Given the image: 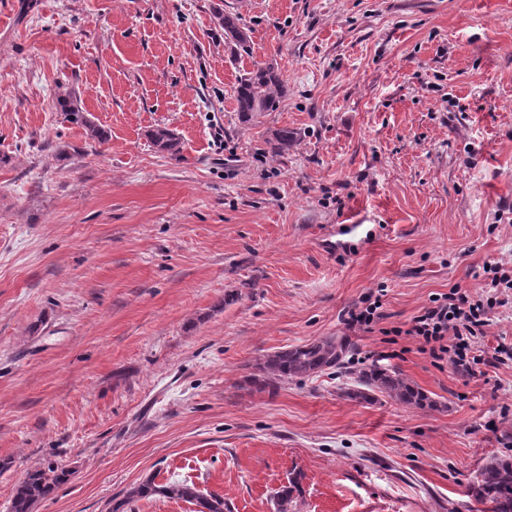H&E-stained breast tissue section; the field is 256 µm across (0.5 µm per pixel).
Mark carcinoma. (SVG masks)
Returning a JSON list of instances; mask_svg holds the SVG:
<instances>
[{
	"label": "carcinoma",
	"mask_w": 512,
	"mask_h": 512,
	"mask_svg": "<svg viewBox=\"0 0 512 512\" xmlns=\"http://www.w3.org/2000/svg\"><path fill=\"white\" fill-rule=\"evenodd\" d=\"M217 19L224 27V38L235 47L243 49L248 42L242 18L233 13H218ZM282 94V81L275 65L266 63L244 73L238 79L235 91L237 112L244 119L272 112L276 109ZM63 119L81 126L86 135L99 142L107 140V132L99 127L83 111L80 99L71 91L57 98ZM148 139L157 152L175 157L180 153V139L166 126L153 128ZM294 142V134L286 129L279 130L270 142L275 154L288 151ZM347 347L343 338L327 336L319 341L298 345L289 349L267 354L258 363L262 373V385L270 386L288 379H302L326 369L338 368L343 364ZM358 388L349 394L369 399L381 393L400 404L426 409L436 406L426 393L413 385L397 371H390L372 365L356 372ZM74 471L59 466L54 461L27 472L12 498L10 512H33L38 501L50 496L66 484ZM299 480L292 478L289 485L281 487L273 496L275 512H296L294 492L298 491ZM158 496L193 503L196 512H224V497L217 494H202L194 483L187 481L157 483L147 479L129 490L127 498ZM466 496L474 503L471 512H512V456H493L481 468L475 480L466 487Z\"/></svg>",
	"instance_id": "carcinoma-1"
}]
</instances>
